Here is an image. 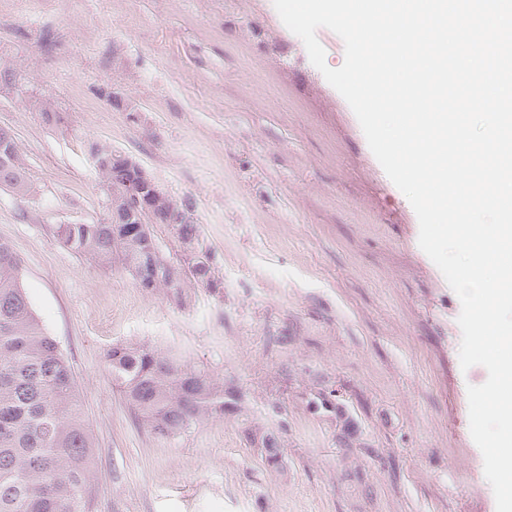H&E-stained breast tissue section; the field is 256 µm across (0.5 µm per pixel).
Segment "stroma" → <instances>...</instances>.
<instances>
[{"mask_svg":"<svg viewBox=\"0 0 512 512\" xmlns=\"http://www.w3.org/2000/svg\"><path fill=\"white\" fill-rule=\"evenodd\" d=\"M0 126L30 186L0 187V240L81 390L93 512H496L460 300L273 0H0ZM96 145L190 203L217 287L176 301L60 244L108 216ZM120 344L223 382V418L139 426Z\"/></svg>","mask_w":512,"mask_h":512,"instance_id":"obj_1","label":"stroma"}]
</instances>
